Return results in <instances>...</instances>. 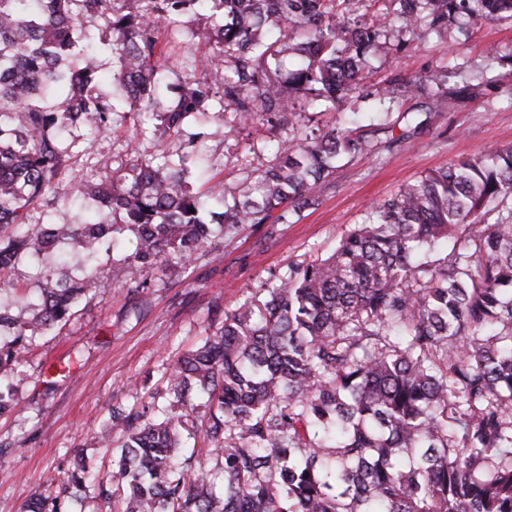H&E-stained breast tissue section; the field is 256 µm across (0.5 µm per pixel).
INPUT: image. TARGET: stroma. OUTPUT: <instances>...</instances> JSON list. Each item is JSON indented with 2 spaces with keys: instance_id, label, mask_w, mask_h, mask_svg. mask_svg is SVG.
<instances>
[{
  "instance_id": "1",
  "label": "stroma",
  "mask_w": 512,
  "mask_h": 512,
  "mask_svg": "<svg viewBox=\"0 0 512 512\" xmlns=\"http://www.w3.org/2000/svg\"><path fill=\"white\" fill-rule=\"evenodd\" d=\"M208 26L200 15L183 25L171 59L177 76L205 75ZM506 46L512 47V19L488 20L466 34L449 29L429 36L418 51H377L368 81L380 88L394 75L408 78L427 69L447 72L453 84L460 80L455 67L464 61L492 66L500 81L451 111L401 93L403 109L430 113L429 125L417 130L410 144L340 161L331 184L317 186L296 223L247 227L187 267L145 269L146 286L139 290L130 280L126 251L98 254L94 266L101 289L77 303L66 326L37 334L14 376L12 408L0 415V512H23L45 475L67 466L72 449H84L97 465L109 461L97 437L111 410L151 397L167 404V369L174 356L221 326L225 307L243 292L259 290L289 267L329 253L350 225L360 223L369 205L391 197L403 184L458 157L512 145V61L495 57ZM195 133L202 136V162L193 187L203 192L234 186L244 169L265 165L279 140L264 127L225 133L220 113L189 121L184 134ZM62 137L93 143L91 155L73 158L67 174L73 181L105 179L130 159L132 150L143 155L157 151L151 140L130 139L123 125L101 134L69 129ZM84 262L72 241L40 257L22 258L10 271L8 285L0 287V307L30 313L47 275L77 274Z\"/></svg>"
}]
</instances>
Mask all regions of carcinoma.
I'll use <instances>...</instances> for the list:
<instances>
[{"mask_svg": "<svg viewBox=\"0 0 512 512\" xmlns=\"http://www.w3.org/2000/svg\"><path fill=\"white\" fill-rule=\"evenodd\" d=\"M202 13L214 77L170 82L160 34ZM87 15L112 33L132 139L178 140L189 119L218 110L230 133L283 131L272 165L234 189L196 192L202 134L174 155L134 148L101 183L67 185L90 201L89 220L30 226L32 208L55 204L77 148L60 131H104L116 114L97 88ZM504 15L512 0H0V283L64 240L92 256L132 232L136 279L190 263L217 227L290 223L342 157L376 147L349 129L310 128L308 110L372 98L375 132L389 133L396 91L368 84L369 56L396 32ZM290 57L294 68L271 69ZM495 81L486 70L452 91L427 72L393 85L452 110ZM58 94L59 108L44 107ZM511 198L512 145L370 205L330 254L224 308L222 326L170 365L169 407L112 410L99 444L117 468L93 470L77 454L25 512H71L68 500L90 488L111 512H512ZM100 287L90 267L78 280L46 278L27 318L0 309L12 329L0 343V414L33 338Z\"/></svg>", "mask_w": 512, "mask_h": 512, "instance_id": "obj_1", "label": "carcinoma"}]
</instances>
